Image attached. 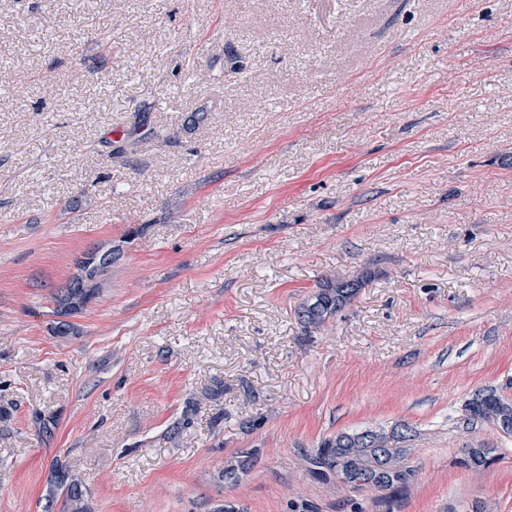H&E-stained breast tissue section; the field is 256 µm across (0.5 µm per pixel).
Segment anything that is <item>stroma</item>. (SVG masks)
I'll use <instances>...</instances> for the list:
<instances>
[{"mask_svg": "<svg viewBox=\"0 0 512 512\" xmlns=\"http://www.w3.org/2000/svg\"><path fill=\"white\" fill-rule=\"evenodd\" d=\"M325 277L364 284L310 334ZM487 387L512 396V0H0V512H42L56 459L94 512H512V436L461 421ZM404 426L391 500L306 470ZM114 250L94 247L79 259L81 274L70 277L55 294L62 316L80 313L100 292L114 262ZM484 444H476L470 448L461 449V457L458 463L469 469H481L491 466L496 457L493 455L494 448H485Z\"/></svg>", "mask_w": 512, "mask_h": 512, "instance_id": "stroma-1", "label": "stroma"}]
</instances>
